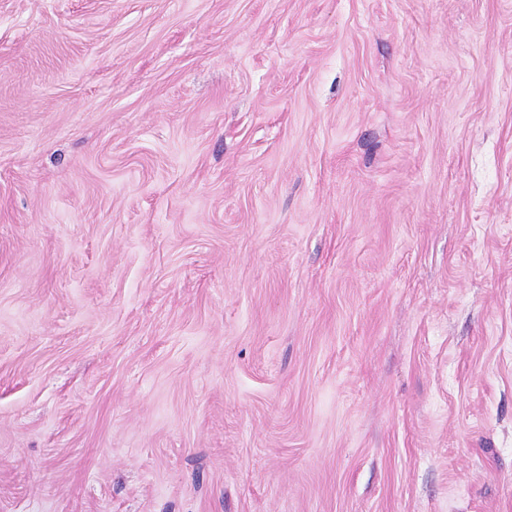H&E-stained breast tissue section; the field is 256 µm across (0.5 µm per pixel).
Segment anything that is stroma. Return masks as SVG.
I'll list each match as a JSON object with an SVG mask.
<instances>
[{
    "label": "stroma",
    "instance_id": "obj_1",
    "mask_svg": "<svg viewBox=\"0 0 512 512\" xmlns=\"http://www.w3.org/2000/svg\"><path fill=\"white\" fill-rule=\"evenodd\" d=\"M0 512H512V0H0Z\"/></svg>",
    "mask_w": 512,
    "mask_h": 512
}]
</instances>
